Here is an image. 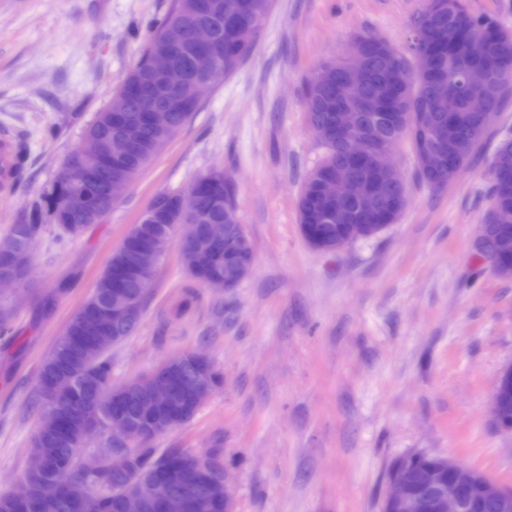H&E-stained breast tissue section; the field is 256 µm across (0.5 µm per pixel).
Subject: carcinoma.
I'll return each instance as SVG.
<instances>
[{
    "label": "carcinoma",
    "instance_id": "carcinoma-1",
    "mask_svg": "<svg viewBox=\"0 0 512 512\" xmlns=\"http://www.w3.org/2000/svg\"><path fill=\"white\" fill-rule=\"evenodd\" d=\"M273 7V0H175L172 10L152 29L135 68L120 86L119 92L130 96L132 111L126 113V122L137 121L138 110L154 97L152 86L145 74V64L150 50L162 40L176 34L181 40L189 38L197 23L210 25L216 35L217 47L224 67L235 70L252 53L258 34ZM503 26L493 15H475L469 12L465 0H454L450 10L438 12L434 0L426 5L412 21L410 54H405L388 42L371 34H362L357 39L364 41L366 53V83L364 94L390 101L392 111L402 114L400 125L392 126L385 120L369 115L364 121L365 131L378 143L397 145L402 141L400 126L408 123L410 114L416 111L415 99L428 103L430 112L443 126L442 137L445 151L453 153L451 161H443L442 169L427 172L420 157H415V170L419 181L431 188H443L455 181L465 167L475 146L484 138L486 127L481 124L480 89L465 84L461 72L470 65L465 53L468 41L481 39L485 43V55L481 64L499 75L505 88L512 87V32L502 33ZM399 67H414L419 80L409 92L399 91L392 83V74ZM325 73L319 83L309 78L304 109L308 124H319L335 109L336 96L349 89L348 73L327 62L319 66ZM448 82V97L437 94L438 82ZM169 97L180 101V105L167 112L165 125H144L139 131L144 152L133 156L112 169L103 167L99 179L89 188L92 198L103 204L102 211L112 210L108 200L107 182L118 172L125 173L129 181L135 178L153 161L154 148L160 141L170 140L178 134L198 108V103L189 97L187 89H174ZM122 126L117 121L108 128L96 122L87 129L84 145L73 147L64 163L82 162L96 158L99 140ZM325 156L309 171L297 201L298 221L310 225L313 235L330 242L341 234L336 222V205L328 202L320 193L321 177L339 165L349 164L342 146L333 139L321 141ZM508 173L496 175L488 172L489 208L486 222L498 215L495 234L512 238V155H508ZM353 195L349 209L354 213L356 224H395L400 212L396 200L408 193L407 185L392 186L386 183L380 169L368 162L352 169ZM64 192L60 181L52 182L45 193L46 215L49 221L61 227L79 230L94 220L80 213L57 209L55 199ZM196 224H237L236 209L224 203V191L214 195L210 190L201 193L194 213ZM155 241L157 260H162L174 243V225L160 224ZM42 230L40 212L27 211L22 219L12 225L9 234L0 240V273L9 271V262L17 252H31ZM127 245L117 248L100 274L96 292L81 305L67 324L63 334L41 367L38 381L56 384V396L51 399L38 392V410L41 416L57 415V432L46 436L36 435L30 453L38 455L49 464L42 475L27 473L17 490L0 494V512H118V497L112 495L122 480L104 470L97 475L82 474L77 467L76 455L84 443H72L69 435L76 433L90 417L102 425L101 434L112 442V365L108 355L99 353L91 344L94 336H116L122 341L130 336L138 323L123 320L103 322V315L112 312L114 306L123 302L133 303L138 315H143L144 305L153 286L155 272L140 277L132 272L136 266V228H131L124 238ZM182 264L191 280L200 284L213 276L224 275V263L209 270H197L189 251L181 253ZM176 388L191 390L200 382L220 384L222 377L208 363L197 364L188 360L172 371ZM129 419L148 427L156 422L172 418L181 419L179 408L172 406L157 411L144 401H130L127 405ZM133 477L139 482H148L160 468L181 465L188 478L176 486V491L185 500V512H211L212 498L223 495V490L200 480L192 469L193 460L178 450L160 453L147 445L137 449ZM54 477L62 487L58 499L44 504L38 487L46 477Z\"/></svg>",
    "mask_w": 512,
    "mask_h": 512
}]
</instances>
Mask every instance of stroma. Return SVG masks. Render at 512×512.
I'll return each instance as SVG.
<instances>
[{"mask_svg": "<svg viewBox=\"0 0 512 512\" xmlns=\"http://www.w3.org/2000/svg\"><path fill=\"white\" fill-rule=\"evenodd\" d=\"M174 0H0V141L22 150L25 191L0 190V239L55 178L136 65ZM424 0H274L252 54L77 236L45 223L28 276L0 289V492L29 466L37 374L133 224L163 191L214 167L236 187L254 249L236 288L196 286L179 251L160 264L143 318L112 346L120 384L186 351L223 377L155 448L224 451L236 512H379L390 460L424 449L512 485V432L489 400L512 363V279L473 250L488 162L512 133V93L458 180L418 182L408 143L393 161L409 204L399 223L335 252L303 238L296 202L325 150L307 126V80L369 32L407 51ZM512 371V364L505 365L499 372L491 398L490 412L496 426L504 432L510 433L512 430V418L506 417L502 411L499 401V384L505 372Z\"/></svg>", "mask_w": 512, "mask_h": 512, "instance_id": "35a3bbf8", "label": "stroma"}]
</instances>
